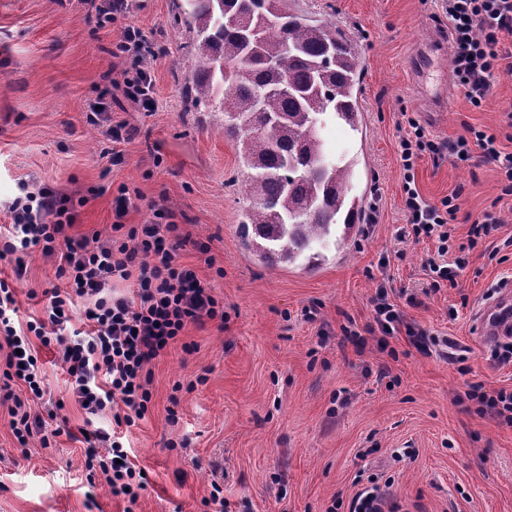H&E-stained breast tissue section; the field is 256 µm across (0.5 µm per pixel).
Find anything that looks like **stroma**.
Instances as JSON below:
<instances>
[{"label":"stroma","instance_id":"obj_1","mask_svg":"<svg viewBox=\"0 0 512 512\" xmlns=\"http://www.w3.org/2000/svg\"><path fill=\"white\" fill-rule=\"evenodd\" d=\"M297 7L340 25L362 48L363 130L332 125L325 139L354 160V194L379 209L378 223L359 225L310 271L272 269L244 255L241 164L223 113L192 108L184 97L191 39L174 0H134L127 22L155 53L151 112L112 89L113 77L132 66L110 53L123 25L98 26L88 0H0V225L10 223L7 207L21 184L49 186L85 198L73 234L104 239L113 199L127 187L138 198L124 224L151 222L154 203L171 211L191 240L182 263L223 297L227 316L221 329L188 328L150 366L148 412L122 438L148 478L133 505L89 477L84 412L57 345L39 346L46 395L32 410L58 435L48 448L35 437L20 446L0 406V512H210L203 500L215 478L229 512H347L362 471L383 475L399 512H512V427L458 402L475 381L490 396L512 391V364H494L473 320L493 287L512 281V246L504 244L512 238V197L503 196L497 167L478 157L417 164L418 188L430 201L464 186L457 241L467 236L468 217L496 212L504 221L470 252L456 287L430 291L423 264L433 242L395 244L405 221L402 112L437 138L480 127L511 152L512 72H499L492 96L473 108L451 85L448 19L434 0H298ZM432 40L433 65L412 79L416 50ZM443 86L448 100L435 122L421 99ZM101 103L111 108L110 122L135 129L132 141L113 144L110 122L91 123ZM198 242L209 246L212 264ZM25 263L16 283L22 321L43 316L47 291L64 286L56 257L36 249ZM385 277L407 320L447 340V350L420 352L402 331L368 332ZM348 325L362 344L347 339Z\"/></svg>","mask_w":512,"mask_h":512}]
</instances>
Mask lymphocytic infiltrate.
I'll return each mask as SVG.
<instances>
[{
  "label": "lymphocytic infiltrate",
  "mask_w": 512,
  "mask_h": 512,
  "mask_svg": "<svg viewBox=\"0 0 512 512\" xmlns=\"http://www.w3.org/2000/svg\"><path fill=\"white\" fill-rule=\"evenodd\" d=\"M448 17L451 35V70L468 103L482 107L492 95L493 78L504 55L500 46L512 38V0H440ZM130 0H101L96 8L99 24L123 23L121 40L113 56H129L133 72H122L112 85L143 110L153 111L154 81L151 47L142 31L128 24ZM407 128L399 140L402 167L403 211L406 222L397 230L399 242L428 238L436 250L427 258L432 289L455 283L468 263L467 254L496 232L502 220L487 213L471 224L465 242H456L449 225L459 211L461 190L439 202L424 198L416 181V165L422 157L433 162H465L473 154L498 167L503 194L512 193V152L504 151L495 135L468 127L458 138L433 137L419 121L406 117ZM116 220L113 237H76L70 230L76 221L75 203L59 191L42 187L24 191L9 210L12 222L0 232V258L14 257L15 275H22L30 249L57 257L56 275L64 289H52L45 316L16 327L15 289L0 278V339L8 352L0 361V399L9 405L11 429L20 445L38 438L41 447L51 445L45 420L32 414L30 403L44 395L34 342L57 343L61 361L73 380V390L86 414H111L115 426H134L143 419L152 400L151 362L188 326L205 328L224 323V300L214 294L194 268L184 265L180 252L188 238L171 219L165 207L154 206L150 223L125 228L122 220L133 202L127 188H119L113 201ZM131 281V291L118 294L115 282ZM82 305L90 329L82 337H68L64 325L75 305ZM374 322L380 332L404 329L420 347H427L428 333L406 322L392 300L386 284H379L372 299ZM23 382L26 395L12 385ZM90 446L86 467L101 474L113 496L136 503L147 482L115 434L102 429L86 431Z\"/></svg>",
  "instance_id": "lymphocytic-infiltrate-1"
}]
</instances>
